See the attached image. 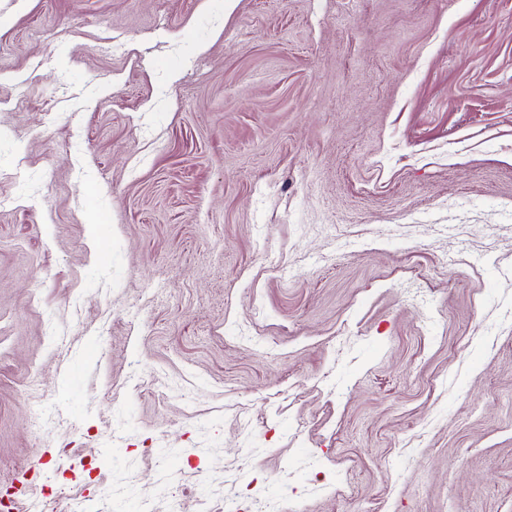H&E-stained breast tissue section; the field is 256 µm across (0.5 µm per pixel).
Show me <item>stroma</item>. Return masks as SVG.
Segmentation results:
<instances>
[{
    "label": "stroma",
    "instance_id": "stroma-1",
    "mask_svg": "<svg viewBox=\"0 0 512 512\" xmlns=\"http://www.w3.org/2000/svg\"><path fill=\"white\" fill-rule=\"evenodd\" d=\"M21 481L512 512V0H0Z\"/></svg>",
    "mask_w": 512,
    "mask_h": 512
}]
</instances>
